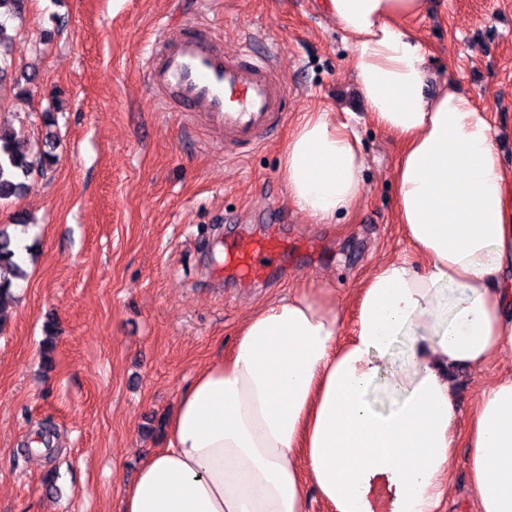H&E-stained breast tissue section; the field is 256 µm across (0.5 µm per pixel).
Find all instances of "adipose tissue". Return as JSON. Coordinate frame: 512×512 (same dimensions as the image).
I'll list each match as a JSON object with an SVG mask.
<instances>
[{
	"label": "adipose tissue",
	"mask_w": 512,
	"mask_h": 512,
	"mask_svg": "<svg viewBox=\"0 0 512 512\" xmlns=\"http://www.w3.org/2000/svg\"><path fill=\"white\" fill-rule=\"evenodd\" d=\"M426 0H326L374 123L397 136L398 222L415 251L378 263L350 336L330 288L257 308L229 357L201 367L167 421L168 445L120 488L121 512H439L458 425L472 512H512V370L456 407L452 371L512 363V169L488 112L432 82L402 25ZM353 125L304 113L280 168L290 202L329 223L362 192Z\"/></svg>",
	"instance_id": "ef3b65f1"
}]
</instances>
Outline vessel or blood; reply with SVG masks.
Wrapping results in <instances>:
<instances>
[{
	"instance_id": "vessel-or-blood-1",
	"label": "vessel or blood",
	"mask_w": 512,
	"mask_h": 512,
	"mask_svg": "<svg viewBox=\"0 0 512 512\" xmlns=\"http://www.w3.org/2000/svg\"><path fill=\"white\" fill-rule=\"evenodd\" d=\"M148 75L152 88L167 94L185 117L204 113L228 153L262 147L287 118L288 91L278 58L257 35L230 53L208 28L187 27L158 45ZM280 253L273 238H241L226 249L224 262L237 279L252 282L277 267Z\"/></svg>"
}]
</instances>
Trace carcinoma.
Returning <instances> with one entry per match:
<instances>
[{"instance_id":"1","label":"carcinoma","mask_w":512,"mask_h":512,"mask_svg":"<svg viewBox=\"0 0 512 512\" xmlns=\"http://www.w3.org/2000/svg\"><path fill=\"white\" fill-rule=\"evenodd\" d=\"M11 36L7 33L6 21L0 20V73L8 66ZM38 161L30 159L25 141L16 132L0 126V201L18 194L21 179L32 174L34 165L50 166L55 161L54 144L46 142ZM10 272L15 277L23 276L18 256L10 238L0 233V305L12 297V280L5 276Z\"/></svg>"}]
</instances>
